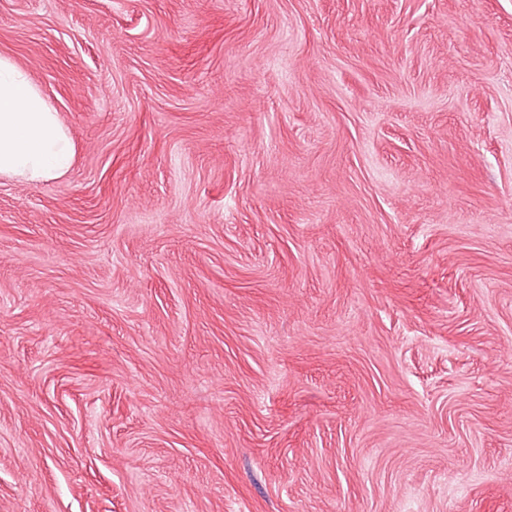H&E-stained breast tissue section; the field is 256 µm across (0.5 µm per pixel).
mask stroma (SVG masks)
Returning <instances> with one entry per match:
<instances>
[{"mask_svg":"<svg viewBox=\"0 0 512 512\" xmlns=\"http://www.w3.org/2000/svg\"><path fill=\"white\" fill-rule=\"evenodd\" d=\"M74 144L0 177V512H512V0H0Z\"/></svg>","mask_w":512,"mask_h":512,"instance_id":"1","label":"stroma"}]
</instances>
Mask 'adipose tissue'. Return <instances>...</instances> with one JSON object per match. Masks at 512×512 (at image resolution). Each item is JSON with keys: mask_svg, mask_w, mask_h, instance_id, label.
Returning a JSON list of instances; mask_svg holds the SVG:
<instances>
[{"mask_svg": "<svg viewBox=\"0 0 512 512\" xmlns=\"http://www.w3.org/2000/svg\"><path fill=\"white\" fill-rule=\"evenodd\" d=\"M71 143L58 114L10 58L0 56V176L43 181L70 168Z\"/></svg>", "mask_w": 512, "mask_h": 512, "instance_id": "obj_1", "label": "adipose tissue"}]
</instances>
